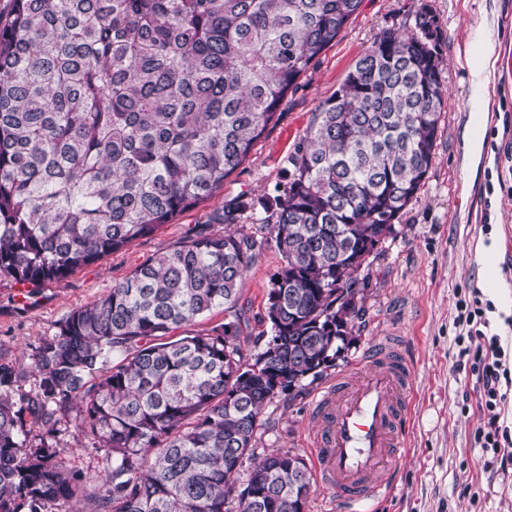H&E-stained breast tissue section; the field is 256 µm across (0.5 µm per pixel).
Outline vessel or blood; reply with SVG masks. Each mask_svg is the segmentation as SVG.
Listing matches in <instances>:
<instances>
[{
	"instance_id": "vessel-or-blood-1",
	"label": "vessel or blood",
	"mask_w": 512,
	"mask_h": 512,
	"mask_svg": "<svg viewBox=\"0 0 512 512\" xmlns=\"http://www.w3.org/2000/svg\"><path fill=\"white\" fill-rule=\"evenodd\" d=\"M413 379L400 345L389 338L365 357L360 374L337 379L313 401L319 480L345 512L394 485Z\"/></svg>"
}]
</instances>
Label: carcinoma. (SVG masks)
I'll return each mask as SVG.
<instances>
[{"instance_id": "obj_1", "label": "carcinoma", "mask_w": 512, "mask_h": 512, "mask_svg": "<svg viewBox=\"0 0 512 512\" xmlns=\"http://www.w3.org/2000/svg\"><path fill=\"white\" fill-rule=\"evenodd\" d=\"M362 0H13L0 26V276L58 283L212 199ZM431 6L382 30L322 100L262 200L282 266L269 336L240 345L256 242L193 234L0 363V512H308L306 461L258 452L265 406L336 367L363 317L357 272L417 196L446 98ZM241 196L213 223L239 224ZM222 307L208 333L171 331ZM73 426L89 476L51 442ZM301 468L295 475L292 467ZM247 472L246 482L238 480Z\"/></svg>"}]
</instances>
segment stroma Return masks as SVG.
<instances>
[{"instance_id": "obj_1", "label": "stroma", "mask_w": 512, "mask_h": 512, "mask_svg": "<svg viewBox=\"0 0 512 512\" xmlns=\"http://www.w3.org/2000/svg\"><path fill=\"white\" fill-rule=\"evenodd\" d=\"M428 2L442 32V80L448 96L441 116L435 160L419 194L366 260L364 327L358 342L337 359L326 378L304 381L273 399L263 413L259 450L291 451L312 460L310 411L327 380L350 372L383 339H399L415 370L409 397L406 452L396 483L369 512H512V466L495 471L476 440L479 395L459 369L457 304L473 295L494 305L491 329L500 336L512 371V0H362L359 11L325 50L278 122L269 126L249 159L211 200L181 213L153 236L87 265L63 282L21 296L0 277V363L15 365V393L35 388L21 357L54 335L73 309L105 297L115 282L146 260L172 249L191 229L215 231L211 218L225 200L273 195L291 170L288 162L315 107L331 96L382 29L410 30L420 2ZM486 53L476 56V46ZM485 84L471 96L475 76ZM483 143L480 158L469 152ZM238 232L256 242L255 257L239 284L244 309L241 347L256 353L267 325V291L281 256L265 225L247 220Z\"/></svg>"}]
</instances>
